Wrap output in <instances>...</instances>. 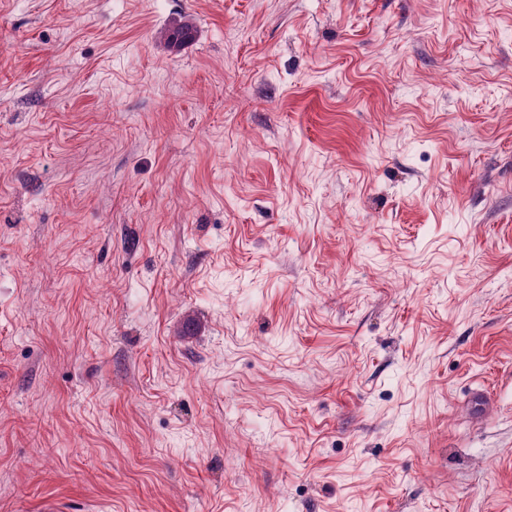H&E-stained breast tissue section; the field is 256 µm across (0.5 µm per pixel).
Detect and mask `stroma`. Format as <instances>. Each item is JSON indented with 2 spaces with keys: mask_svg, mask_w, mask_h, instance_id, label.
Listing matches in <instances>:
<instances>
[{
  "mask_svg": "<svg viewBox=\"0 0 512 512\" xmlns=\"http://www.w3.org/2000/svg\"><path fill=\"white\" fill-rule=\"evenodd\" d=\"M49 501L512 512V0H0V512ZM194 29L190 22L185 21L172 27L160 29L155 36L169 47H181L192 40Z\"/></svg>",
  "mask_w": 512,
  "mask_h": 512,
  "instance_id": "obj_1",
  "label": "stroma"
}]
</instances>
